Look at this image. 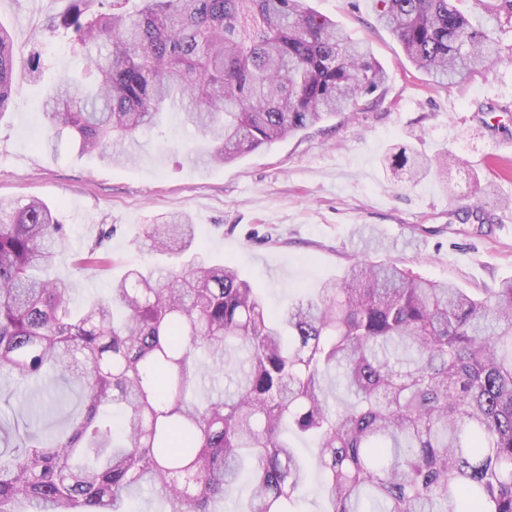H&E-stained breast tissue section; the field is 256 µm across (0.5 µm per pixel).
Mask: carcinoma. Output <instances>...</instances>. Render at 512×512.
<instances>
[{
	"label": "carcinoma",
	"mask_w": 512,
	"mask_h": 512,
	"mask_svg": "<svg viewBox=\"0 0 512 512\" xmlns=\"http://www.w3.org/2000/svg\"><path fill=\"white\" fill-rule=\"evenodd\" d=\"M49 20L90 64L43 103L82 153L124 157L164 105L225 164L355 107L386 81L370 49L308 0H70ZM462 0H374L376 21L409 61L446 84L488 66L492 31ZM43 66L16 58L0 26V114ZM455 157L406 149L390 168L415 183ZM151 247L181 244L164 267H132L107 298L73 304L48 271L69 229L39 199L0 202V372L18 387L52 371L82 388L62 434L34 397L0 418V512H128L148 490L160 512H299L310 468L285 427L317 442L322 512H512V281L471 295L390 262L354 261L341 278L273 314L229 262L191 250L182 215L144 228ZM107 264L94 244L81 270ZM230 375L232 386L203 379ZM348 399L339 401L335 384Z\"/></svg>",
	"instance_id": "1"
}]
</instances>
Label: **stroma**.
Wrapping results in <instances>:
<instances>
[{
  "label": "stroma",
  "mask_w": 512,
  "mask_h": 512,
  "mask_svg": "<svg viewBox=\"0 0 512 512\" xmlns=\"http://www.w3.org/2000/svg\"><path fill=\"white\" fill-rule=\"evenodd\" d=\"M490 2L464 0L462 8L494 31L496 63L442 87L377 25L372 0H310L370 44L386 72L382 89L357 111L220 165L208 159L209 142L170 110L130 138L133 161L80 153L42 108L48 87L88 65L65 32L48 27L68 0H0L16 56L38 48L45 61L0 114V200L41 199L70 226L74 252L99 245L107 268L78 270L72 254L53 268L79 299L108 294L126 268L168 264L151 252L143 227L171 213L189 216L208 254L232 261L278 309L357 257L394 261L475 294L500 287L512 280V173L496 172L501 164L512 170V19L491 16ZM400 147L431 158L448 151L458 162L406 187L386 162ZM368 227L380 246L362 236Z\"/></svg>",
  "instance_id": "35a3bbf8"
}]
</instances>
